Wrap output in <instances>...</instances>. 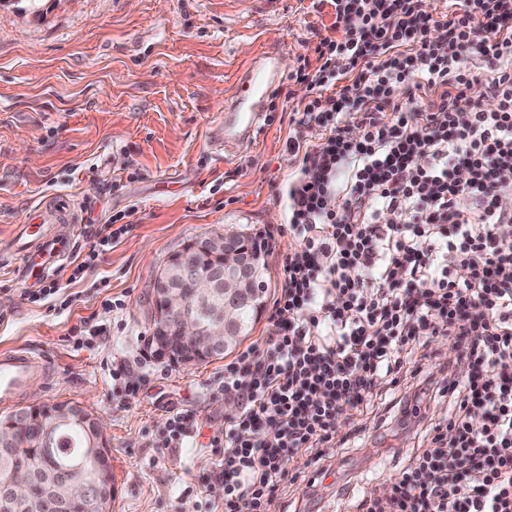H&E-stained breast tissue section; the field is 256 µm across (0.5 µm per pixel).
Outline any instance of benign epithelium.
Listing matches in <instances>:
<instances>
[{
  "label": "benign epithelium",
  "instance_id": "obj_1",
  "mask_svg": "<svg viewBox=\"0 0 512 512\" xmlns=\"http://www.w3.org/2000/svg\"><path fill=\"white\" fill-rule=\"evenodd\" d=\"M250 234L237 224L186 245L153 282V336L155 352L172 363L194 365L215 358V354L235 350L245 338L240 315L253 310L262 315L268 292L265 252L247 246ZM201 250L214 255L221 266L199 269L190 253ZM83 420V413L70 404L56 403L33 418L21 413L0 425V446L7 447L11 433L29 426L47 448L56 429ZM92 448L76 465L61 469L49 454L42 467L51 483L50 499L32 501L27 466L14 468L0 485V512H51L63 501L85 495L81 475L87 468L102 469L109 459V440L103 422L94 417Z\"/></svg>",
  "mask_w": 512,
  "mask_h": 512
}]
</instances>
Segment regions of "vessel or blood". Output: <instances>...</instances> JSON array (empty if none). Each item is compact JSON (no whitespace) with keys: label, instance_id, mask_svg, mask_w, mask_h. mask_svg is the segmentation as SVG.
Here are the masks:
<instances>
[{"label":"vessel or blood","instance_id":"vessel-or-blood-1","mask_svg":"<svg viewBox=\"0 0 512 512\" xmlns=\"http://www.w3.org/2000/svg\"><path fill=\"white\" fill-rule=\"evenodd\" d=\"M282 50L268 48L256 55L238 76L230 104L224 107L222 136L239 146L248 145L257 135L264 116V106L280 82L279 59ZM76 245L75 235L60 236L50 230L28 233L19 228L16 246L22 254L17 270L22 280H40L53 272L55 259L70 256ZM54 373L50 357L30 349L0 352V404L16 402L33 379L50 381Z\"/></svg>","mask_w":512,"mask_h":512}]
</instances>
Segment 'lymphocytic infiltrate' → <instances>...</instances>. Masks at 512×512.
I'll return each mask as SVG.
<instances>
[{"mask_svg":"<svg viewBox=\"0 0 512 512\" xmlns=\"http://www.w3.org/2000/svg\"><path fill=\"white\" fill-rule=\"evenodd\" d=\"M317 2L331 32L288 76L308 91L286 142L295 245L267 336L224 367L241 401L211 440L224 512H271L286 477H325L321 448L361 432L340 421L377 404L421 433L357 512H512V0ZM440 336L455 356L433 379L418 356Z\"/></svg>","mask_w":512,"mask_h":512,"instance_id":"1","label":"lymphocytic infiltrate"}]
</instances>
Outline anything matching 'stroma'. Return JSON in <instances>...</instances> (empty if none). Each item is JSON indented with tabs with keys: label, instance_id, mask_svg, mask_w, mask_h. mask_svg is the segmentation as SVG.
<instances>
[{
	"label": "stroma",
	"instance_id": "stroma-1",
	"mask_svg": "<svg viewBox=\"0 0 512 512\" xmlns=\"http://www.w3.org/2000/svg\"><path fill=\"white\" fill-rule=\"evenodd\" d=\"M334 21L312 0H8L0 6V351L52 357L51 384L25 404L80 403L105 423L116 480L112 512H224L208 439L227 420L226 355L191 367L150 356L151 288L189 241L240 224L271 234L268 302L282 287L289 237L285 191L296 172L288 113L265 112L254 141L215 151L224 104L250 60L280 44L283 73L311 56ZM71 204L78 242L123 217L128 231L80 279L24 296L13 269L20 224ZM126 368L112 379L113 366ZM137 384V396L127 393ZM189 414L204 439L162 445L168 417ZM380 416L360 448L323 449L331 475L282 484L274 512H352L357 496L407 464L414 438L380 451Z\"/></svg>",
	"mask_w": 512,
	"mask_h": 512
}]
</instances>
